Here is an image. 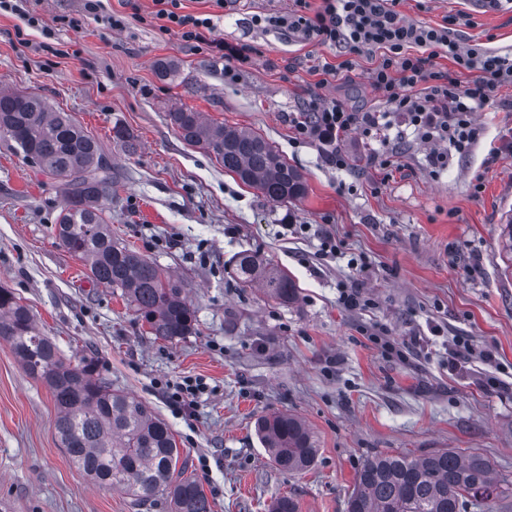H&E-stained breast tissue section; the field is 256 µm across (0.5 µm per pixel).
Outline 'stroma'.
I'll return each mask as SVG.
<instances>
[{"label": "stroma", "instance_id": "35a3bbf8", "mask_svg": "<svg viewBox=\"0 0 512 512\" xmlns=\"http://www.w3.org/2000/svg\"><path fill=\"white\" fill-rule=\"evenodd\" d=\"M138 5L103 0L94 11L89 0H29L37 27L0 12V88L42 96L97 140L112 162V194L101 206L113 239L181 283L197 332L155 338L120 291L93 285L53 233L60 187L3 133L0 285L30 306L65 357L94 359L113 388L169 423L213 512H269L284 495L298 512H346L357 471L379 453L469 449L512 484V232L504 222L512 87L476 112L477 144L447 169L434 170L429 146L410 138L395 145L391 167H380L379 142L358 133L345 139L350 164L340 169L296 141L288 115L316 94L380 107L370 57L321 87L319 64L340 63L343 52L252 24L292 0H231L203 42L151 23L152 0ZM399 9L448 24L467 43L512 49V11L476 14L469 0H401ZM107 13L122 16L123 28L97 22ZM243 47L249 58L240 64L234 53ZM162 61L175 66L165 79ZM228 65L238 67L237 81L225 80ZM180 108L265 137L301 171L305 197L271 203L185 143L169 119ZM116 125L135 152L113 140ZM324 233L340 244L339 258L321 256ZM243 250L287 271L295 300L239 287L232 259ZM354 284L369 303L350 311L338 296ZM379 332L401 354L374 343ZM459 337L491 351L492 362L451 366ZM491 377L500 388H486ZM188 380L204 390L186 408L171 395ZM285 411L318 443L315 465L302 473L276 467L255 435L257 418ZM56 417L47 387L0 339V512H170L167 496L139 506L87 478L61 448Z\"/></svg>", "mask_w": 512, "mask_h": 512}]
</instances>
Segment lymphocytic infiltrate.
I'll use <instances>...</instances> for the list:
<instances>
[{
  "instance_id": "1",
  "label": "lymphocytic infiltrate",
  "mask_w": 512,
  "mask_h": 512,
  "mask_svg": "<svg viewBox=\"0 0 512 512\" xmlns=\"http://www.w3.org/2000/svg\"><path fill=\"white\" fill-rule=\"evenodd\" d=\"M400 0H292L288 11L258 15L255 26L280 29L302 40L344 49L341 65L322 63L323 76L351 70L354 57L377 55L370 72L381 107L356 110L342 101L315 95L304 111L292 113L297 140L318 147L326 159L345 167L341 144L355 130L367 136L388 134L399 125L412 127L416 140L434 143L432 168L448 164L452 153L469 152L479 137L473 115L495 91L512 86V52L461 42L448 26L423 25L407 19ZM151 18L164 30L178 29L185 40H204L214 27L210 17L183 12L181 0H153ZM448 58L469 81L434 69L436 58Z\"/></svg>"
}]
</instances>
